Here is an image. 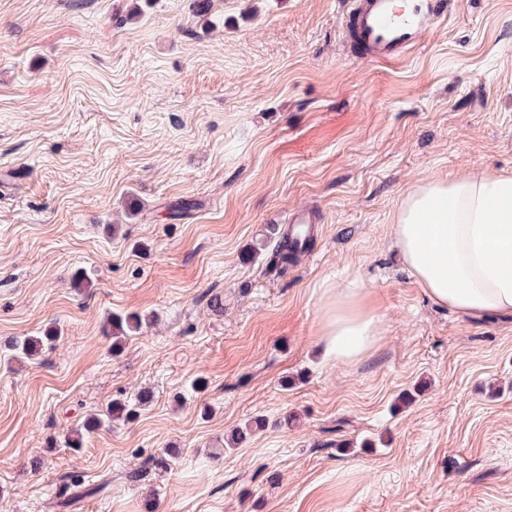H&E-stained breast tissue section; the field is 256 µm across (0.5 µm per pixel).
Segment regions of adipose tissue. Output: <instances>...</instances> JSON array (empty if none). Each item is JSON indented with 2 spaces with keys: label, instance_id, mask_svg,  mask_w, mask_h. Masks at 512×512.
<instances>
[{
  "label": "adipose tissue",
  "instance_id": "adipose-tissue-1",
  "mask_svg": "<svg viewBox=\"0 0 512 512\" xmlns=\"http://www.w3.org/2000/svg\"><path fill=\"white\" fill-rule=\"evenodd\" d=\"M389 238L437 307L471 317L512 314V172L418 181L400 197ZM323 298L324 356L351 364L371 353L381 321L362 283L325 285Z\"/></svg>",
  "mask_w": 512,
  "mask_h": 512
}]
</instances>
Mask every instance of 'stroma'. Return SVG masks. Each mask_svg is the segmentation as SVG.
<instances>
[{
	"instance_id": "1",
	"label": "stroma",
	"mask_w": 512,
	"mask_h": 512,
	"mask_svg": "<svg viewBox=\"0 0 512 512\" xmlns=\"http://www.w3.org/2000/svg\"><path fill=\"white\" fill-rule=\"evenodd\" d=\"M347 2L0 0V354L59 334L0 364V512H59L69 473L111 483L74 512H512V315L434 306L388 243L415 182L512 171V0H450L393 64L348 53ZM353 277L383 335L343 366L320 286ZM308 246V237H303L301 233L285 234L273 247L269 269H277L283 267V265H288V262L292 261L299 252ZM110 325L112 328V348L115 352H119L123 339L142 328L143 319L137 314H129L125 317L114 316ZM57 337L54 331H48L44 336H25L23 339L16 340L11 349L14 351L13 359L20 362L32 359V357L39 353L45 342H52ZM147 399V394L141 393L135 399H119L112 402V405L102 414L84 420L80 428L75 431L74 437L69 439V446L71 448H82L83 440L86 436L93 434L106 422L121 419L126 421L133 420L137 416L138 409Z\"/></svg>"
}]
</instances>
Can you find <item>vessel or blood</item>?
I'll return each mask as SVG.
<instances>
[{
	"label": "vessel or blood",
	"mask_w": 512,
	"mask_h": 512,
	"mask_svg": "<svg viewBox=\"0 0 512 512\" xmlns=\"http://www.w3.org/2000/svg\"><path fill=\"white\" fill-rule=\"evenodd\" d=\"M424 19L397 0H352L344 28L351 49L377 62L400 61L413 47Z\"/></svg>",
	"instance_id": "1"
}]
</instances>
